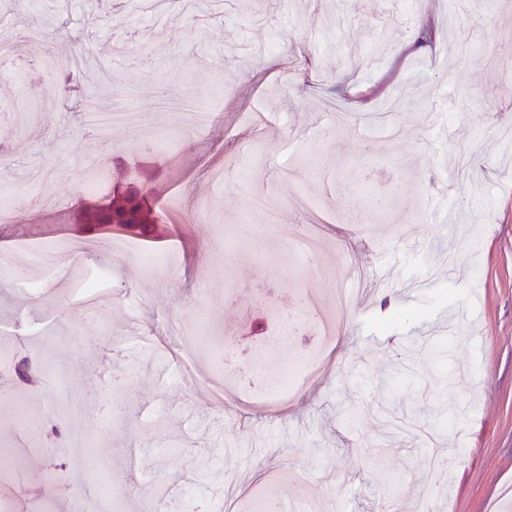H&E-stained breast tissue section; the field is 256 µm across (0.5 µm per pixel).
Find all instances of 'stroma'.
Wrapping results in <instances>:
<instances>
[{"label":"stroma","mask_w":512,"mask_h":512,"mask_svg":"<svg viewBox=\"0 0 512 512\" xmlns=\"http://www.w3.org/2000/svg\"><path fill=\"white\" fill-rule=\"evenodd\" d=\"M350 2L339 18L336 0H0L19 65L0 73V351L38 375L0 370V512H68L76 484L109 485L114 512H160L156 488L170 512H224L228 494L244 512L276 481L301 485L306 512H512V0ZM427 17L434 42L406 49ZM33 20L112 44L73 68L94 101L37 57ZM399 84L415 103L377 117ZM129 90L141 122L97 140L95 114ZM174 94L208 123L163 115ZM153 164L151 235L79 224ZM305 232L318 265L291 248ZM59 240L79 244L78 274L14 288L33 274L16 257ZM359 270L372 279L339 332H302L317 361L286 393L226 372L225 339L252 362L271 324L263 276L301 311ZM101 271L93 309L80 278ZM48 441L54 456L16 465ZM83 445L101 451L83 461Z\"/></svg>","instance_id":"1"}]
</instances>
